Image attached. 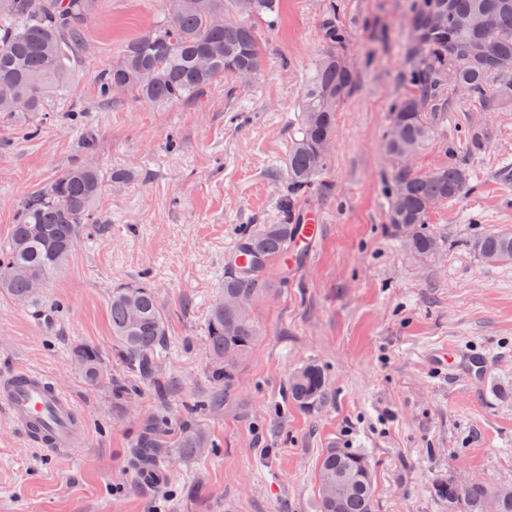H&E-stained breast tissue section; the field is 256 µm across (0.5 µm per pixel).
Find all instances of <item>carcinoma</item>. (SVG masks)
Returning <instances> with one entry per match:
<instances>
[{
	"label": "carcinoma",
	"instance_id": "1",
	"mask_svg": "<svg viewBox=\"0 0 512 512\" xmlns=\"http://www.w3.org/2000/svg\"><path fill=\"white\" fill-rule=\"evenodd\" d=\"M163 18L122 49L116 62L98 76L99 96L105 101L136 91L152 104L188 103L203 96L226 76L255 78L264 67L263 46L255 19L276 10L279 0H253L251 14L242 17L238 0H165ZM94 0H0V114L46 112L54 98L72 82L73 61ZM473 15L494 21L490 32L463 29L458 22ZM408 28L407 92L395 105L384 149L395 162L391 176L387 224L417 255L434 254L440 239L428 227L425 202H452L471 182L469 169L455 158L432 172L418 173L407 160L430 139L443 100L442 75L451 69L452 89L474 98L485 112H497L512 100V0H413ZM332 47L318 60L308 82L302 117L288 153V188L306 191L326 165L336 136V112L357 83L354 68ZM134 177L131 170L109 176L89 165L73 166L47 183L20 207L8 242L0 245V291L29 305L67 262L81 233L101 224L96 201L103 183ZM297 225L260 224L245 228L235 251L250 263H229L219 300L210 310L207 345L217 380L229 388L234 365L259 338L248 313L224 308V297L253 300L270 291L267 269L288 259L297 245ZM473 249L489 264L512 265V233L485 231L472 240ZM40 287H33L34 283ZM112 338L124 357L135 362L140 376L151 377L156 357L167 348V322L154 292L143 285L112 290ZM75 362L86 380L105 382L114 396L128 393L125 383L108 376L98 352L79 348ZM326 371L306 364L288 377V400L300 407L319 402L326 390ZM178 447L195 453L206 447L198 429L182 433ZM163 434L151 423L136 454L145 464L162 455ZM435 495L448 512H484L487 500L497 499V512H512V486L492 488L484 482L459 484L453 479L435 485ZM318 512H372L373 484L369 458L351 448H328L318 465Z\"/></svg>",
	"mask_w": 512,
	"mask_h": 512
}]
</instances>
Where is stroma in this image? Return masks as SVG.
<instances>
[{
  "instance_id": "1",
  "label": "stroma",
  "mask_w": 512,
  "mask_h": 512,
  "mask_svg": "<svg viewBox=\"0 0 512 512\" xmlns=\"http://www.w3.org/2000/svg\"><path fill=\"white\" fill-rule=\"evenodd\" d=\"M409 3L280 0L275 22L259 27V77L220 80L198 104L153 106L131 92L102 102L97 79L162 16V0H95L71 87L39 116V135L28 117H0V243L19 204L66 169L137 172L106 182L105 231L81 236L41 311L0 292V373L51 375L88 426L86 446L61 456L0 412V512H317L329 448L370 458L373 512H448L433 492L447 478L512 485V398L497 390L512 383V265L487 264L470 247L481 232H512V106L479 112L469 97H450L409 166L428 173L453 156L472 181L429 214L439 251L409 252L386 223L394 163L383 150L406 91ZM329 23L357 84L336 115L324 171L292 206L317 212L323 235L297 276L269 270L275 291L251 306L261 339L227 388L212 378L209 310L239 229L282 220L288 152ZM471 127L491 136L476 153L464 145ZM137 283L167 318L150 381L112 340V290ZM80 345L128 381L125 399L87 383L72 358ZM441 346L479 361L477 382L433 367L428 353ZM310 362L326 370V396L301 408L287 380ZM155 420L166 453L143 471L134 448ZM188 423L208 438L194 454L177 446Z\"/></svg>"
}]
</instances>
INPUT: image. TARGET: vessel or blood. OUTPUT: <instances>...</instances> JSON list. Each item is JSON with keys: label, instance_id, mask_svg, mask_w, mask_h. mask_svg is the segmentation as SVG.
Here are the masks:
<instances>
[{"label": "vessel or blood", "instance_id": "obj_1", "mask_svg": "<svg viewBox=\"0 0 512 512\" xmlns=\"http://www.w3.org/2000/svg\"><path fill=\"white\" fill-rule=\"evenodd\" d=\"M0 409L30 444L56 454H71L87 439L76 403L42 371L20 366L1 375Z\"/></svg>", "mask_w": 512, "mask_h": 512}]
</instances>
